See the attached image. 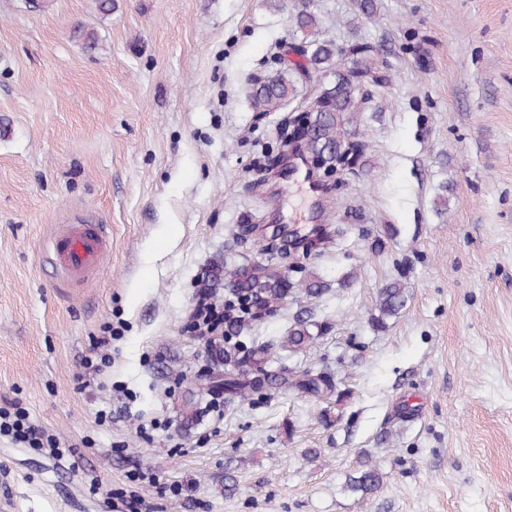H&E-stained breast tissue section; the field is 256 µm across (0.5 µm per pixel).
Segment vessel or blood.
<instances>
[{
	"label": "vessel or blood",
	"mask_w": 512,
	"mask_h": 512,
	"mask_svg": "<svg viewBox=\"0 0 512 512\" xmlns=\"http://www.w3.org/2000/svg\"><path fill=\"white\" fill-rule=\"evenodd\" d=\"M111 248L108 225L70 224L52 239L48 252L62 274L88 285Z\"/></svg>",
	"instance_id": "obj_1"
}]
</instances>
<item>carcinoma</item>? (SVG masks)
<instances>
[{"label": "carcinoma", "instance_id": "1", "mask_svg": "<svg viewBox=\"0 0 512 512\" xmlns=\"http://www.w3.org/2000/svg\"><path fill=\"white\" fill-rule=\"evenodd\" d=\"M295 31L301 33L298 43L306 48L305 67L318 77L316 92L318 98L311 101V115L314 135L305 143L304 151L309 155L324 157V164L336 167L339 161L338 151L351 134L346 128L349 119L346 114L358 112L365 103L364 82L368 79L381 82L377 76V59L368 44H361L349 50L352 60L343 66L340 61L342 50L336 43L322 35L321 21L317 13L305 9L298 17L292 19ZM74 35L87 47L93 49L98 44V33L89 25L80 24ZM300 67L298 64L279 62L278 68L270 75L255 78V88L249 95L253 107L260 112H282L286 104L297 96ZM227 285L234 294L224 302L227 315L224 320V345L219 349L224 357V364L235 361L242 347L241 333L251 326L258 312L272 307L278 308L286 299H296V295H318L327 289V284L315 273H310L306 280L298 284H288L279 277L264 272L258 266L252 272L243 275L235 271L224 272ZM407 302L406 288L399 280L386 283L378 291L377 322L385 324L386 319L395 317L404 309ZM319 334L318 324L310 317H298L288 328L281 347L292 352H299L311 345ZM272 344L251 339L248 350L251 369L266 376L273 385H287L320 400L336 396L341 401L343 393L337 390L333 379L310 370L282 368L274 373L268 370ZM224 394L245 397L260 391L246 372L224 370V379L219 381ZM382 474L378 468L367 462L361 470L348 475L347 485L354 493L369 495L380 487Z\"/></svg>", "mask_w": 512, "mask_h": 512}]
</instances>
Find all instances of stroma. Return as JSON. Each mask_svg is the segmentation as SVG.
Returning <instances> with one entry per match:
<instances>
[{
  "label": "stroma",
  "mask_w": 512,
  "mask_h": 512,
  "mask_svg": "<svg viewBox=\"0 0 512 512\" xmlns=\"http://www.w3.org/2000/svg\"><path fill=\"white\" fill-rule=\"evenodd\" d=\"M326 37L379 50L387 77L349 131L367 150L324 180L330 250L303 258L328 284L255 321L310 349L343 400L288 389L213 406L223 369L182 323L243 226L281 208L310 223L305 183L257 180L282 113L248 89L291 40L269 0H0V410L21 408L64 450L0 434V512H125L135 469L155 512H512V0H311ZM99 34L89 49L79 24ZM112 227L91 287L45 259L59 225ZM408 301L385 327L377 292ZM111 363L82 385L104 329ZM193 405H186V397ZM376 464L381 488L346 478ZM319 334L318 324L310 317L297 316L288 328L287 336L283 337L281 347L288 351L299 352L311 345Z\"/></svg>",
  "instance_id": "35a3bbf8"
}]
</instances>
